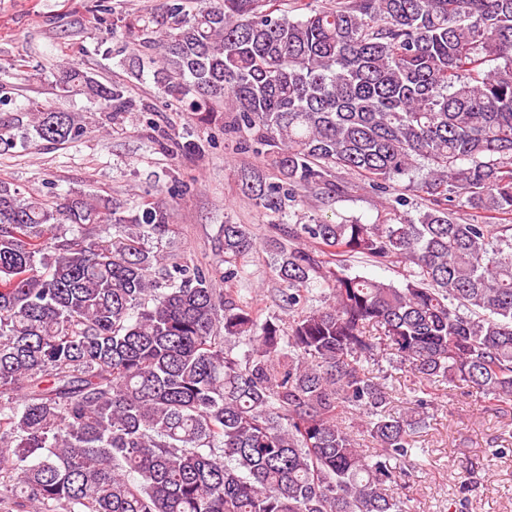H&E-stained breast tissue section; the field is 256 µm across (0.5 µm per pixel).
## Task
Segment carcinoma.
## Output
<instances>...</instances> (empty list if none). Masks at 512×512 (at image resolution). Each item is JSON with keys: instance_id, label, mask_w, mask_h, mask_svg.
Returning <instances> with one entry per match:
<instances>
[{"instance_id": "obj_1", "label": "carcinoma", "mask_w": 512, "mask_h": 512, "mask_svg": "<svg viewBox=\"0 0 512 512\" xmlns=\"http://www.w3.org/2000/svg\"><path fill=\"white\" fill-rule=\"evenodd\" d=\"M273 2L163 0L110 31L152 50L131 75L201 119L231 102L276 173L243 178L255 206L283 216L339 190L340 168L392 196L388 217L267 241L285 325L147 248L165 206L125 217L0 181V512H407L429 386L512 408V0H327L297 19ZM57 84L146 113L69 62ZM31 127L25 142L86 133L50 107ZM215 250L242 279L257 238L226 224ZM352 257L402 281L347 274ZM384 361L424 382L411 407L390 408Z\"/></svg>"}]
</instances>
